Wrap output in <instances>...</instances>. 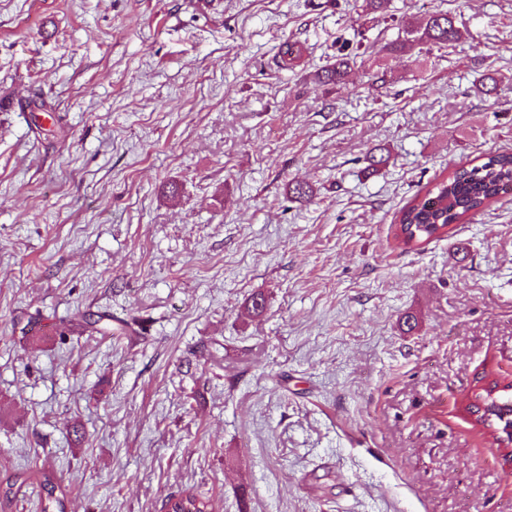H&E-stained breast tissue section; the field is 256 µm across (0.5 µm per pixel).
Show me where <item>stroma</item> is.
<instances>
[{"instance_id":"stroma-1","label":"stroma","mask_w":512,"mask_h":512,"mask_svg":"<svg viewBox=\"0 0 512 512\" xmlns=\"http://www.w3.org/2000/svg\"><path fill=\"white\" fill-rule=\"evenodd\" d=\"M363 5L0 0V512L41 473L65 512H512L461 413L512 376V194L395 237L512 153V0ZM435 11L461 39L398 51ZM511 192L512 154L488 155L480 164L458 167L405 207L397 236L409 246L428 243Z\"/></svg>"}]
</instances>
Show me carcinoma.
<instances>
[{
    "label": "carcinoma",
    "instance_id": "1",
    "mask_svg": "<svg viewBox=\"0 0 512 512\" xmlns=\"http://www.w3.org/2000/svg\"><path fill=\"white\" fill-rule=\"evenodd\" d=\"M460 38V31L453 18L436 11L422 29L418 40L450 45ZM349 66V58L342 57L328 65L318 76L319 82L335 83L342 78ZM512 192V154H494L473 166H461L446 179L436 182L421 198L414 199L403 210L397 228L398 238L406 245L419 246L448 233V228L459 224L472 214L490 206L501 196ZM473 403L467 409L477 414L473 426L488 428L507 427L512 423V385L504 386L497 395L481 388L473 391ZM44 512H64L62 496L50 479H45ZM172 512H211L212 505L206 497L187 493L171 506Z\"/></svg>",
    "mask_w": 512,
    "mask_h": 512
}]
</instances>
